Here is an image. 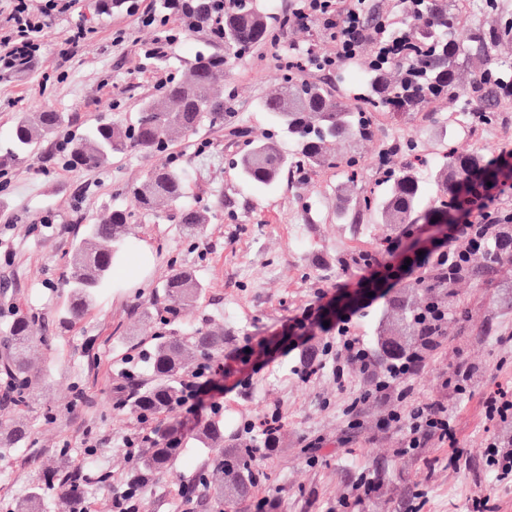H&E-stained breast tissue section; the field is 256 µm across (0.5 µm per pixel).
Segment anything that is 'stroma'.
<instances>
[{
  "label": "stroma",
  "mask_w": 512,
  "mask_h": 512,
  "mask_svg": "<svg viewBox=\"0 0 512 512\" xmlns=\"http://www.w3.org/2000/svg\"><path fill=\"white\" fill-rule=\"evenodd\" d=\"M456 14L461 27L474 31L512 16V0H439ZM96 0H79L67 15L56 17L42 36L46 53L23 76L0 79V138H6L15 113L52 107L67 113L65 133L80 135L104 116L130 123L141 102L159 94V78L187 75L198 52L221 51L207 30L187 34L174 45L169 61L154 64L144 49L155 29L138 24L136 14H98ZM92 29V40L71 46L75 26ZM279 47L265 43L230 60L224 88L234 95L239 136L228 128L205 125L176 141L171 154L191 169L186 200L209 211L211 221L196 239L182 237L176 219L145 215L130 192L160 162L132 151L93 171L58 170V138L41 143L37 152L14 162L11 182L0 186V328L23 314L34 322L37 341L30 356L41 383L27 403L0 405V426L24 417L27 438L0 457V512L32 488L44 485L46 468L64 460L82 467L90 478L84 497L93 512H108L114 487L123 485L135 467L125 454L127 436L156 434L168 422L185 419L182 409L140 422L137 397L151 374L145 355L155 338L196 330H224V352H241L248 342L279 333L317 299L319 292L351 305L354 335L375 352L377 367L390 359L384 338L401 312L397 299L416 303L448 297L446 339L414 383L413 397L422 402L447 401L454 412L458 465L448 463V446L427 441L410 455H400L402 432L383 428L390 408L384 401L346 409L353 391L370 388L373 376L351 371L346 388H338L332 368L310 379L297 375L300 352L277 353L261 369L245 364L242 384L224 396L220 415L228 440L260 441L245 433L280 413L282 426L273 448L250 459L254 484L243 497L219 502L213 494L194 497L188 487L212 465L215 450L187 441L174 465L153 471L141 493L140 512H472L476 498L488 497L491 512H512V483L497 481L484 462L492 436L512 435V420L486 421L484 398L501 390L512 394V264L489 266L476 255L469 277L453 292L442 288L380 287L365 301L338 294L337 285L353 276L355 256H380L384 227L368 212L356 209L366 190L380 181L383 144L411 141L425 165L426 195H433L431 173L441 143L454 140L459 151H480L487 158L512 151V98L501 107V121L491 128L459 132L452 117L463 100H440L422 111L377 115L372 139L339 141L331 152L360 156L357 183L347 181L342 164H325L305 175L284 174L272 190L259 192L243 183L227 161L247 140L270 132L258 104L272 95L282 77V52L313 49L328 55L336 45L318 23L291 20L278 32ZM369 64L368 56L333 70L314 66L296 71L300 80L325 83L340 101L353 100ZM222 156L223 164L194 173L199 145ZM353 206L349 220L339 212ZM129 212L128 231L139 252L134 272H120V283L102 291L77 322L65 323L60 312L68 302L64 286L71 272V248L85 224L114 208ZM193 271L205 284L192 307L170 321L161 313L166 301L160 285L175 270ZM473 369L471 394L454 398L443 385L451 365ZM94 455H86L88 444ZM111 473V483L97 482Z\"/></svg>",
  "instance_id": "obj_1"
}]
</instances>
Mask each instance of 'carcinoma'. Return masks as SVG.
Masks as SVG:
<instances>
[{"label": "carcinoma", "instance_id": "carcinoma-1", "mask_svg": "<svg viewBox=\"0 0 512 512\" xmlns=\"http://www.w3.org/2000/svg\"><path fill=\"white\" fill-rule=\"evenodd\" d=\"M418 23L407 28L408 52L369 65L366 83L354 103L337 101L328 88L315 81H295L283 67L278 90L262 102L273 128L288 137L294 149L283 151L276 136L249 141L248 149L235 156L229 166L236 176L255 190L275 187L284 172H300L329 162L327 147L338 139L361 140L374 135L372 121L376 112L402 114L416 112L442 98L464 96L457 80L462 61L471 55L490 56L496 46L512 40V21H503L476 37L463 35L452 13L442 14L434 0H416ZM291 17L273 15L264 0H236L224 13V53L201 52L195 56L188 75L172 78L163 87V96L148 98L140 105L135 123L126 125L104 117L86 127L79 137L69 140L64 160L77 169L93 172L112 162V158L131 148L165 153L169 141L190 137L204 124L229 126L233 112L231 97L224 96V65L228 58L259 45L274 27H286ZM512 76L506 71L481 73L474 82L476 97L466 99V123L470 128L495 125L500 120L503 100L512 96L508 85ZM64 112H18L12 119L8 138L0 141V162L16 161L35 153L41 140L55 135L68 123ZM384 154L399 155L404 163L382 181L383 188L363 196L364 209L374 212L379 223L391 233L419 217L424 187L417 176L414 160L417 148L411 143L390 144ZM483 173L482 184L498 179L495 169L487 167L479 153H459L448 148L435 174L436 191L432 210L437 219L448 216L460 184L472 173ZM187 173L169 159L157 165L146 179L133 188L142 211L156 218L177 211L181 234L186 238L203 235L209 215L184 201ZM129 214L114 208L85 225L83 235L73 245L71 276L66 288L69 300L63 319H80L96 296L112 287V270L131 250L126 238ZM204 285L188 270H176L162 284L170 307L167 313L179 315L200 295ZM9 352L0 359V376L8 392L3 402H20L24 390L35 388L40 374L34 372L29 352L37 340L31 320L18 315L5 327ZM224 351V333L198 330L186 339L163 336L148 352L153 380L137 402L138 410L154 414L171 408L181 392L179 374L198 353L218 355ZM27 426L15 420L0 430V454L10 451L26 438ZM185 441L181 427L170 424L157 431L153 448L144 458L141 473L147 475L168 466L180 453ZM201 448L224 447V422L217 416L207 419L197 430ZM251 450L241 442L232 451L216 458L211 469L202 473L198 488L213 491L219 501L224 494L243 496L252 486L248 467ZM48 479L63 492L78 497L85 481L68 474L65 463L58 462Z\"/></svg>", "mask_w": 512, "mask_h": 512}]
</instances>
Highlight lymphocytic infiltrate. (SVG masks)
Returning a JSON list of instances; mask_svg holds the SVG:
<instances>
[{
	"label": "lymphocytic infiltrate",
	"instance_id": "1",
	"mask_svg": "<svg viewBox=\"0 0 512 512\" xmlns=\"http://www.w3.org/2000/svg\"><path fill=\"white\" fill-rule=\"evenodd\" d=\"M6 15L0 16V63L12 58L37 59L43 51L42 32L54 14L71 10L73 0H45L41 13H32L27 0H8ZM295 15L303 21L319 23L336 43L333 54L315 56L298 54L299 64L321 69L335 68L358 57L365 47L384 46L389 54H397L396 43L384 42L386 26L368 27L363 13L357 8L343 7L341 0H299ZM142 25L156 29V40L147 47L148 55L163 52L177 44L187 32V17L183 14L144 12L139 16ZM494 187H486L482 196L463 214L464 221L449 225L440 246L409 255L401 239H390L382 258L366 262L357 275L343 283L351 292L367 293L380 280L398 281L407 271L434 267L456 283L477 252L505 257L512 254V240H491L486 225L495 212L497 198ZM353 313L342 310L336 314V341L325 344L322 350L311 351L306 364L300 369L301 378L307 379L322 369L326 355L336 357V378L345 380L350 368L372 370L374 355L371 347L350 332ZM449 318L447 306L431 301L415 315L416 322L425 324L427 334L421 343L408 351L393 355L391 361L377 374L372 388L354 394L353 406L371 401L395 400L396 405L385 419V425L404 433L405 453H413L425 441L434 439L456 447L458 444L452 413L443 401H431L406 406L405 401L414 392V381L424 371L428 360L441 346L443 328Z\"/></svg>",
	"mask_w": 512,
	"mask_h": 512
}]
</instances>
